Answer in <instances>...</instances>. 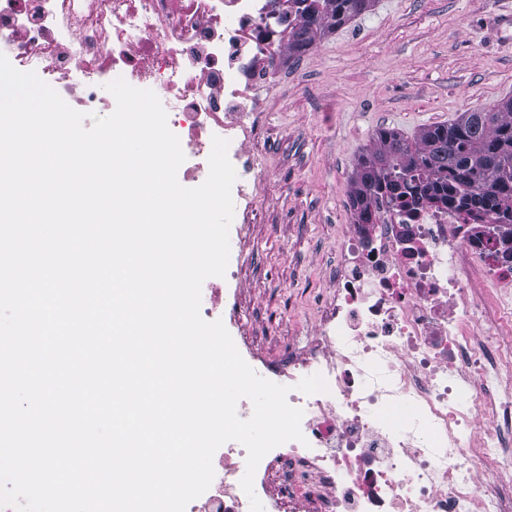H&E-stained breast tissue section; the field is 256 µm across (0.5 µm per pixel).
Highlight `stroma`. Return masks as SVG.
Masks as SVG:
<instances>
[{
  "mask_svg": "<svg viewBox=\"0 0 512 512\" xmlns=\"http://www.w3.org/2000/svg\"><path fill=\"white\" fill-rule=\"evenodd\" d=\"M509 14L512 0H374L305 56H289L288 79L246 146L266 179L246 227L232 338L274 362L311 333L356 164L379 129L413 140L512 98V28L500 25Z\"/></svg>",
  "mask_w": 512,
  "mask_h": 512,
  "instance_id": "1",
  "label": "stroma"
}]
</instances>
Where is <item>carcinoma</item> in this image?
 <instances>
[{
  "mask_svg": "<svg viewBox=\"0 0 512 512\" xmlns=\"http://www.w3.org/2000/svg\"><path fill=\"white\" fill-rule=\"evenodd\" d=\"M300 2L305 19L291 43L297 50L365 12L372 0ZM381 196L400 207L453 204L475 219L492 213L512 226V100L433 125L414 142L378 131L374 150L356 168L352 204L362 223H372L371 206Z\"/></svg>",
  "mask_w": 512,
  "mask_h": 512,
  "instance_id": "cac0c4a2",
  "label": "carcinoma"
}]
</instances>
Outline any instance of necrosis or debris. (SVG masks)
Returning a JSON list of instances; mask_svg holds the SVG:
<instances>
[{
    "label": "necrosis or debris",
    "mask_w": 512,
    "mask_h": 512,
    "mask_svg": "<svg viewBox=\"0 0 512 512\" xmlns=\"http://www.w3.org/2000/svg\"><path fill=\"white\" fill-rule=\"evenodd\" d=\"M298 0H0V53L58 94L79 71L81 112L104 84L153 90L206 179L229 141L238 221L262 180L244 148L302 23ZM343 225L329 289L302 346L267 379L303 409L304 442L258 465L264 512H512V228L451 207L379 199ZM321 375L326 391H297ZM246 450L227 442L188 512H249ZM286 496L270 497L269 476Z\"/></svg>",
    "instance_id": "obj_1"
}]
</instances>
